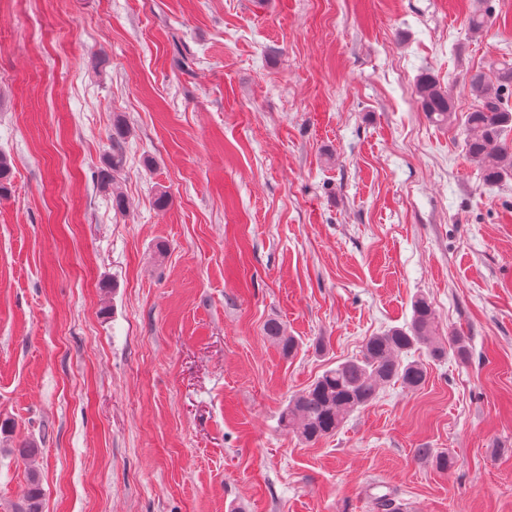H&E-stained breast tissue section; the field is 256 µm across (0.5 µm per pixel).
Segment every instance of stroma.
Wrapping results in <instances>:
<instances>
[{
  "label": "stroma",
  "instance_id": "stroma-1",
  "mask_svg": "<svg viewBox=\"0 0 512 512\" xmlns=\"http://www.w3.org/2000/svg\"><path fill=\"white\" fill-rule=\"evenodd\" d=\"M501 59L512 0H0V512H512V178L414 95ZM421 295L467 358L281 429ZM125 131L120 121L115 126V135H112V155L108 158L105 167L98 172V184L104 191H108L112 199V207L117 211H124L126 200L124 196L115 189L117 173L123 166V151L120 146V140ZM110 191V192H109ZM264 332L267 338L277 345L283 356H293L297 343L292 336L285 333L284 328L278 321H268L264 327ZM43 489L36 472L29 475L22 512H41Z\"/></svg>",
  "mask_w": 512,
  "mask_h": 512
}]
</instances>
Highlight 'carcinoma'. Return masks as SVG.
Here are the masks:
<instances>
[{"instance_id":"cac0c4a2","label":"carcinoma","mask_w":512,"mask_h":512,"mask_svg":"<svg viewBox=\"0 0 512 512\" xmlns=\"http://www.w3.org/2000/svg\"><path fill=\"white\" fill-rule=\"evenodd\" d=\"M492 73L491 77L482 71L470 75L468 85L474 104L465 115V125L471 131L465 141L466 154L478 164L487 184L512 176V64L501 63ZM415 94L422 112L432 122L454 124L455 102L434 75H421ZM123 135V125L116 124L112 155L98 172V184L109 192L112 208L117 211L126 208L124 196L115 189L117 173L123 166L120 146ZM412 309L408 326L366 338L360 356L326 369L308 388L294 396L281 414V427L306 442H316L335 434L353 411L372 404L384 385L400 381L410 388L422 386L427 379L426 366L416 360L402 359V355L414 348L426 349L434 361L444 359L451 352L461 359L468 356L463 337L445 339L437 335L434 310L426 297L416 298ZM264 332L283 356H293L297 343L278 321H268ZM417 454L432 458L442 472L453 467L452 459L435 454L430 448H419ZM42 497L40 479L33 471L28 478L22 512H41Z\"/></svg>"}]
</instances>
